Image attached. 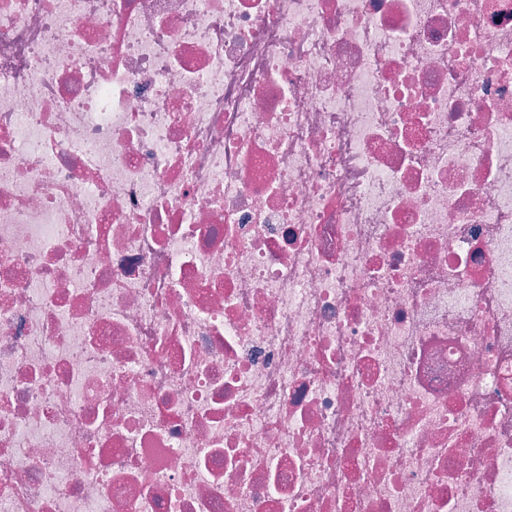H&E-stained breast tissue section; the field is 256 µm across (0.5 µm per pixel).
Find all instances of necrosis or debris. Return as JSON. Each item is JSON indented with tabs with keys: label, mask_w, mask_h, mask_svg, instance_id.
I'll use <instances>...</instances> for the list:
<instances>
[{
	"label": "necrosis or debris",
	"mask_w": 512,
	"mask_h": 512,
	"mask_svg": "<svg viewBox=\"0 0 512 512\" xmlns=\"http://www.w3.org/2000/svg\"><path fill=\"white\" fill-rule=\"evenodd\" d=\"M0 512H512V0H0Z\"/></svg>",
	"instance_id": "1"
}]
</instances>
